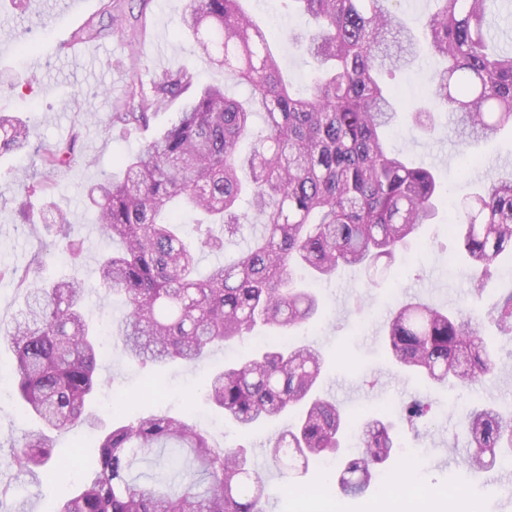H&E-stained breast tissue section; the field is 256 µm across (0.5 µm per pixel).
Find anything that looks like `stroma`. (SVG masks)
Wrapping results in <instances>:
<instances>
[{"mask_svg":"<svg viewBox=\"0 0 512 512\" xmlns=\"http://www.w3.org/2000/svg\"><path fill=\"white\" fill-rule=\"evenodd\" d=\"M183 0H133L126 27L116 33L101 12L103 0H83L78 13L64 11V0H0V113L27 121L35 129L30 146L0 154V265L25 270L33 254L42 253L36 276L44 281L78 277L94 281L96 261L105 239L89 208L87 192L104 176L115 173L116 159L135 153L154 134L174 122L180 109L172 101L152 119L149 129L123 131L112 123V111L131 83L150 84L165 70L186 64L197 73L199 85L224 84L230 96L243 99L245 88L199 57L178 34ZM242 7L272 38L286 80L297 93H307L314 61L288 40L292 28H304L307 17L288 6V0H243ZM37 48L26 51L29 41ZM440 57L421 50L415 61L397 73L394 83L409 104L421 99ZM434 135L418 134L411 112L404 111L388 137L390 150L416 164L434 167L449 188L431 223L423 225L411 248L399 255L377 283L363 271L349 267L317 285L320 310L293 339L294 344L318 349L324 359L323 390L351 415L363 414L395 422L402 447L414 449L412 470L378 469V481L360 497L338 489L336 467L310 466L288 475L267 454L276 428L240 429L214 411L203 396L211 373L225 362L250 356L256 343L244 340L214 349L194 367L175 363L142 364L123 357L112 335L123 316L118 297L90 293L86 312L97 327L101 365L98 389L91 408L101 426L112 423L113 406L126 418L153 414L187 417L205 426L224 447H245L248 457L265 476L270 488L267 512H411L409 496L421 490L420 512H457L456 500L438 495L441 487L465 486L469 512H512V473L496 468L477 475L465 465H446L449 446L465 447L460 407L484 401L512 406V342L499 339L496 329L480 318L492 299L512 293V260L503 259L483 297H476L465 271L466 259L448 226L456 220L457 204L489 170L512 173V133L461 147L449 113L437 115ZM78 135L77 150L90 162L58 173V189L36 194L33 209L52 203L66 213L72 234L82 241L84 258L72 265L54 235L35 238L22 227L16 211L21 195L16 183L24 175L42 173L36 147L48 148ZM406 301L437 308L458 309L480 319V334L494 342V370L482 384L465 391L426 385L385 355V324L391 309ZM424 394L434 403L432 419L421 433L399 420L402 404ZM25 414L13 392L0 393V512L28 501L29 512H56L60 500L98 461L96 440L100 428L86 425L51 432L57 466L53 472L29 476L12 465L14 440L22 431L39 429ZM395 480L392 494L379 489Z\"/></svg>","mask_w":512,"mask_h":512,"instance_id":"35a3bbf8","label":"stroma"}]
</instances>
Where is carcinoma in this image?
I'll list each match as a JSON object with an SVG mask.
<instances>
[{"label": "carcinoma", "mask_w": 512, "mask_h": 512, "mask_svg": "<svg viewBox=\"0 0 512 512\" xmlns=\"http://www.w3.org/2000/svg\"><path fill=\"white\" fill-rule=\"evenodd\" d=\"M125 0L107 4L112 29L123 31ZM314 24L288 39L317 65L310 91L290 93L266 34L240 0H186L179 35L210 64L248 88L244 101L224 87H196L192 69L165 71L150 86L132 85L112 122L140 130L172 100L177 119L133 156L119 160L122 177L88 192L99 228L119 249L102 253L98 279L51 285L0 267L25 291L24 312L3 336L14 352L18 393L30 414L58 431L95 425L87 403L97 388L99 336L85 313L97 288L122 297L116 327L123 353L142 362L195 365L216 348L260 329L282 335L320 308L317 295L295 278H316L342 266L368 272L393 263L444 201L429 168L409 165L386 147L399 105L381 82L418 55L420 43L399 16L400 0H294ZM423 20L430 50L447 66L430 80L432 107L415 112L420 130H435V113L455 117L461 143L512 129V50L500 46L490 18L506 0H435ZM260 114L264 127L254 130ZM31 127L0 115V150L28 143ZM77 138L44 149L45 172L82 161ZM203 214L190 236L181 233L175 205ZM59 244L72 263L82 253L71 222L54 217ZM469 260L472 288L482 295L490 267L512 255V175L489 178L448 225ZM248 238L247 247L202 274L201 254ZM485 315L512 340V293ZM479 325L421 302L402 304L386 328V354L428 384L472 386L493 366L492 351L475 341ZM323 359L309 346L276 344L216 371L205 393L237 426L251 428L293 413L294 424L271 449L274 461H333L345 448L343 408L321 394ZM428 403L404 406L410 424L427 417ZM466 466L482 471L512 461V411L470 405L463 412ZM394 423L361 424L357 456L343 463L341 493L362 494L378 466L400 457ZM53 443L42 431L13 447V464L34 475L51 466ZM100 467L63 498L58 512H266L267 483L241 448L215 445L184 418L152 415L128 421L112 411V430L98 438ZM160 471L142 482L136 465Z\"/></svg>", "instance_id": "carcinoma-1"}]
</instances>
